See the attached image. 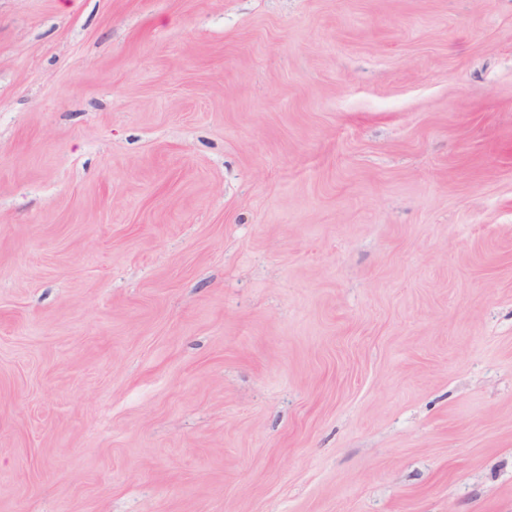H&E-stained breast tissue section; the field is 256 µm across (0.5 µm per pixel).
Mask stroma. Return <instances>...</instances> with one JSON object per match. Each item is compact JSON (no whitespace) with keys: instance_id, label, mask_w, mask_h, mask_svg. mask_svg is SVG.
<instances>
[{"instance_id":"1","label":"stroma","mask_w":512,"mask_h":512,"mask_svg":"<svg viewBox=\"0 0 512 512\" xmlns=\"http://www.w3.org/2000/svg\"><path fill=\"white\" fill-rule=\"evenodd\" d=\"M0 512H512V0H0Z\"/></svg>"}]
</instances>
